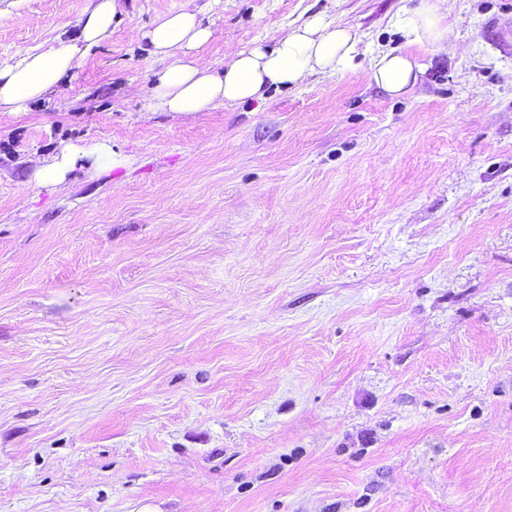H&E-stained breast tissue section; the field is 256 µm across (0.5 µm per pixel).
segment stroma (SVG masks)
<instances>
[{"label":"stroma","instance_id":"35a3bbf8","mask_svg":"<svg viewBox=\"0 0 512 512\" xmlns=\"http://www.w3.org/2000/svg\"><path fill=\"white\" fill-rule=\"evenodd\" d=\"M410 0H119L0 112V512H512V0H449L406 97L368 66L259 105L148 109L143 32L232 52ZM89 0H0V60ZM119 161L31 179L60 144Z\"/></svg>","mask_w":512,"mask_h":512}]
</instances>
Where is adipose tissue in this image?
<instances>
[{
	"label": "adipose tissue",
	"mask_w": 512,
	"mask_h": 512,
	"mask_svg": "<svg viewBox=\"0 0 512 512\" xmlns=\"http://www.w3.org/2000/svg\"><path fill=\"white\" fill-rule=\"evenodd\" d=\"M447 0H418L390 17L387 29L395 46L373 45L353 29L316 14L280 38L234 52L222 70L204 64L201 49L213 35L196 13L158 15L144 32L149 53L163 66L150 77L149 107L155 112L188 114L217 103L262 102L269 91L301 85L308 77L333 75L368 66L371 78L393 98L411 93L427 70L424 52L448 40ZM117 0H91L76 41L62 40L0 61V112H22L29 102L59 86L112 33ZM83 152L60 147L51 160L36 165L33 180L42 186L61 183L75 170Z\"/></svg>",
	"instance_id": "1"
}]
</instances>
